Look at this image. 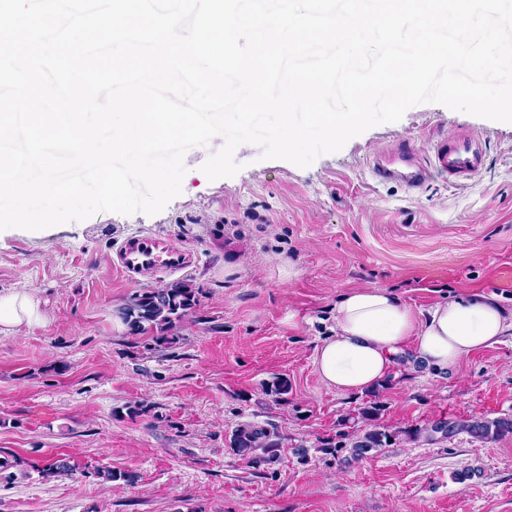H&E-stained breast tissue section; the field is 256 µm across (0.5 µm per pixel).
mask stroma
<instances>
[{
    "mask_svg": "<svg viewBox=\"0 0 512 512\" xmlns=\"http://www.w3.org/2000/svg\"><path fill=\"white\" fill-rule=\"evenodd\" d=\"M461 132L483 144L474 179L410 190L371 172L377 153L409 143L425 162L429 141ZM218 144L187 151L182 191L157 214L0 231V292L34 295L43 314L0 338V512H512V437L400 439L349 463L324 453L323 441L365 428L366 398L325 388L314 364L355 288L422 312L466 293L512 308V123L423 103L304 168L235 150L239 172L212 181L201 167ZM143 236L192 265L122 277L118 246ZM175 281L201 295L173 343L130 335L120 307ZM277 377L287 401L265 392ZM380 400L393 430L511 416L512 335L447 373L401 356ZM246 423L275 428L276 455L231 448ZM50 458L73 473L42 478ZM99 468L137 480L105 483Z\"/></svg>",
    "mask_w": 512,
    "mask_h": 512,
    "instance_id": "stroma-1",
    "label": "stroma"
}]
</instances>
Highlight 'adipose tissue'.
I'll list each match as a JSON object with an SVG mask.
<instances>
[{
    "label": "adipose tissue",
    "instance_id": "ef3b65f1",
    "mask_svg": "<svg viewBox=\"0 0 512 512\" xmlns=\"http://www.w3.org/2000/svg\"><path fill=\"white\" fill-rule=\"evenodd\" d=\"M40 302L24 291L0 293V335L41 323ZM512 334V310L479 293L437 301L421 312L385 288H356L336 304L334 325L317 347L322 384L362 394L383 382L400 355L426 369L448 372L475 351Z\"/></svg>",
    "mask_w": 512,
    "mask_h": 512
}]
</instances>
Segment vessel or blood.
<instances>
[{
  "instance_id": "obj_1",
  "label": "vessel or blood",
  "mask_w": 512,
  "mask_h": 512,
  "mask_svg": "<svg viewBox=\"0 0 512 512\" xmlns=\"http://www.w3.org/2000/svg\"><path fill=\"white\" fill-rule=\"evenodd\" d=\"M482 166L483 155L477 137L458 133L433 146L429 164H421L412 152L404 149L396 158L373 164L372 171L380 181L397 180L416 190L424 185L429 172L469 180L481 171ZM118 257L117 267L129 279L145 272L157 274L178 269L184 264L180 252L151 237L122 245Z\"/></svg>"
}]
</instances>
